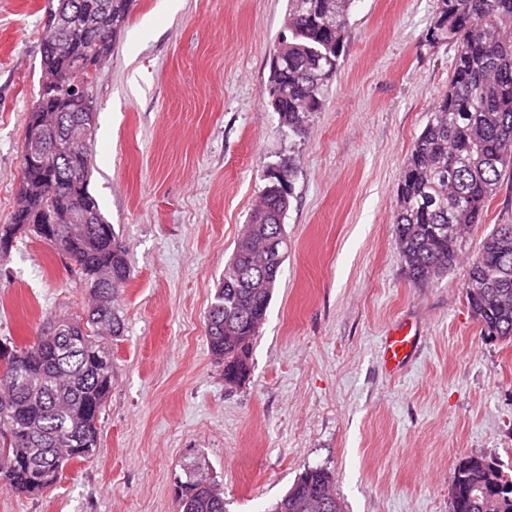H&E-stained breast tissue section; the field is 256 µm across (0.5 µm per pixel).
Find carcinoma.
Here are the masks:
<instances>
[{"mask_svg":"<svg viewBox=\"0 0 512 512\" xmlns=\"http://www.w3.org/2000/svg\"><path fill=\"white\" fill-rule=\"evenodd\" d=\"M82 5L86 22L50 30L41 50L42 75L82 79L92 86L126 27L132 0H68ZM352 0H288L287 17L270 58L268 108L288 137H299L321 111L340 57ZM67 38L69 53L50 48ZM457 44L448 91L434 101L396 186L395 236L407 275L427 286L457 264L464 243L484 223L505 180L512 179V0H438L429 34ZM39 112L52 136L77 138L75 152L41 167L22 163L28 185L10 223L0 226V249L22 228L69 261L88 290L86 315L62 318L18 347L0 343V488L36 495L54 486L71 459H91L98 422L112 391V340L123 322L113 294L131 276L125 246L89 191L94 149L81 122V102L39 89ZM292 184L265 183L207 311V343L224 366V382L251 374L252 344L266 320L286 253L269 252L285 235ZM84 214L86 224L67 216ZM468 307L483 335L512 340V224H497L471 262ZM178 483L179 512H226L224 492L192 464ZM452 512H512V476L483 455L456 462ZM267 512H343L333 475L306 469Z\"/></svg>","mask_w":512,"mask_h":512,"instance_id":"cac0c4a2","label":"carcinoma"}]
</instances>
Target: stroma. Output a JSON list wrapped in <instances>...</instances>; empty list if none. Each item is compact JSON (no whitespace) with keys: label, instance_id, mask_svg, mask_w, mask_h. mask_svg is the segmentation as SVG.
Here are the masks:
<instances>
[{"label":"stroma","instance_id":"obj_1","mask_svg":"<svg viewBox=\"0 0 512 512\" xmlns=\"http://www.w3.org/2000/svg\"><path fill=\"white\" fill-rule=\"evenodd\" d=\"M57 0H0V225L20 200L40 50ZM287 0H134L99 70L89 189L132 276L115 296L112 390L88 461L39 496L0 489V512H177L191 463L227 512H264L305 469L332 472L344 512H450L456 461L512 473V341L490 340L465 283L512 187L491 201L451 272L408 278L393 232L396 184L457 47L426 34L437 0H354L341 66L304 137L282 132L264 93ZM292 158L288 257L253 344L250 378L226 385L206 341L224 264L266 167ZM66 260L35 235L0 252V337L87 305ZM422 332L399 375L381 338Z\"/></svg>","mask_w":512,"mask_h":512}]
</instances>
